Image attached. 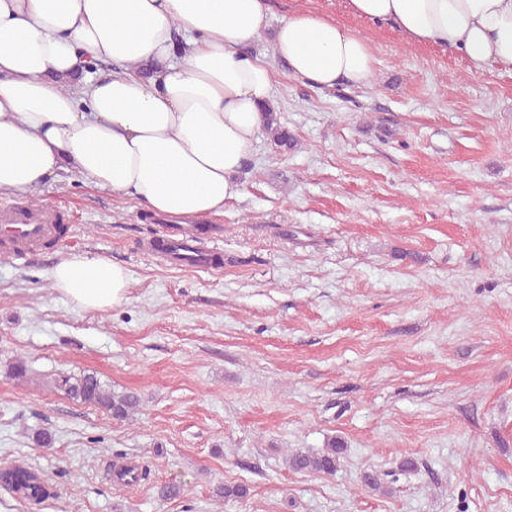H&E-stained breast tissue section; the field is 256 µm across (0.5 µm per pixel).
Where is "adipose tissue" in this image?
I'll list each match as a JSON object with an SVG mask.
<instances>
[{"label":"adipose tissue","mask_w":512,"mask_h":512,"mask_svg":"<svg viewBox=\"0 0 512 512\" xmlns=\"http://www.w3.org/2000/svg\"><path fill=\"white\" fill-rule=\"evenodd\" d=\"M408 43L461 52L472 71H512V0H346ZM266 0H0V193H31L59 171L172 216L220 215L262 130L275 61L305 83L364 86L368 44L299 13L271 57L252 46ZM79 307L123 304L126 269L100 256L47 272Z\"/></svg>","instance_id":"adipose-tissue-1"}]
</instances>
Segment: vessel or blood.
I'll use <instances>...</instances> for the list:
<instances>
[{
	"mask_svg": "<svg viewBox=\"0 0 512 512\" xmlns=\"http://www.w3.org/2000/svg\"><path fill=\"white\" fill-rule=\"evenodd\" d=\"M59 216L40 207H0V244L19 255L35 253L44 242L55 239ZM156 248L172 261L193 268L215 270L220 266L217 251L204 249L196 229L164 233Z\"/></svg>",
	"mask_w": 512,
	"mask_h": 512,
	"instance_id": "1",
	"label": "vessel or blood"
}]
</instances>
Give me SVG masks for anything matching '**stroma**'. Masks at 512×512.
I'll use <instances>...</instances> for the list:
<instances>
[{
	"instance_id": "35a3bbf8",
	"label": "stroma",
	"mask_w": 512,
	"mask_h": 512,
	"mask_svg": "<svg viewBox=\"0 0 512 512\" xmlns=\"http://www.w3.org/2000/svg\"><path fill=\"white\" fill-rule=\"evenodd\" d=\"M267 6L274 26L311 12L351 29L375 75L318 89L277 64L295 145L260 136L241 195L203 217L221 270L144 252L171 217L74 173L0 194L62 215L39 256L0 248V467L48 478L39 512H512V73L344 0ZM75 255L124 266L127 301L87 311L55 291L47 269ZM62 372L140 406L113 418L55 390ZM334 439L336 474L288 468ZM126 462L147 480L114 483ZM169 484L183 494L162 498ZM237 484L247 497L218 495Z\"/></svg>"
}]
</instances>
